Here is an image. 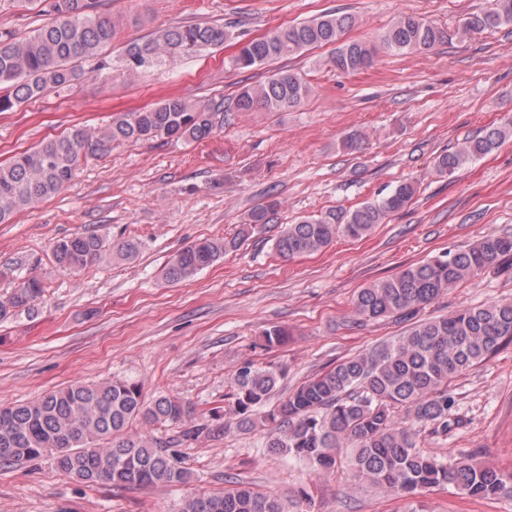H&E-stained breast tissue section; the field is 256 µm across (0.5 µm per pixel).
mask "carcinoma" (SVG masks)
<instances>
[{"mask_svg": "<svg viewBox=\"0 0 512 512\" xmlns=\"http://www.w3.org/2000/svg\"><path fill=\"white\" fill-rule=\"evenodd\" d=\"M20 2L44 6L51 19L25 38L0 29V87L9 88V94L0 95V112L37 99L49 89L70 86L83 62H93V71L101 76L110 74L113 63L103 50L112 43L117 24L112 15L100 11V0ZM356 22L349 14L325 13L278 27L241 43L229 65L245 71L330 46L336 72L353 74L372 67L381 49L390 54L426 52L459 38L462 31L474 36L512 25V0H496L490 10L469 13L453 29L403 14L377 44L347 38ZM225 38L224 27L202 23L159 29L128 41L121 63L127 74L136 75L168 58H192ZM310 91L301 74L281 68L262 83L244 86L235 108L286 112L300 106ZM223 113L222 103L170 96L103 127L75 126L63 136L21 151L10 163L0 165V224L12 223L18 213L60 192L88 155L115 143L200 141L213 133ZM509 137L511 114L482 135L437 155L433 167L440 175H451ZM416 192L414 181L403 180L354 209H330L316 218L282 225L274 249L292 259L313 255L338 237L363 240L403 211ZM280 205L272 198L253 208L248 222L231 238H206L177 251L162 268V279L169 284L193 279L243 239L265 231ZM51 251L56 268L76 274L130 260L139 252V244L109 243L96 233L83 232L56 240ZM509 256L512 237L487 236L412 263L360 289L352 302L353 323L392 318L409 324L406 333L311 377L266 415H259V410L275 391L281 372L251 361L233 372V403L211 408L208 422L190 419L192 406L177 398L160 396L146 403L136 381L71 384L33 401L0 406V464L51 456L61 470L84 483L128 488L182 485L190 481L191 473L170 449L220 435L224 428L218 421L229 415L245 430L271 424L265 447L320 472L333 471L340 449L351 448L349 464L358 476L391 493L413 496L424 489L452 486L471 497L496 496L512 488L511 472L471 459L442 463L419 449L416 436L426 428L448 433L455 406L448 379L485 360L503 341H512V300L467 305L434 319L422 320L419 314L448 290ZM44 292L38 276L18 279L8 294L0 296V320L33 311ZM398 411L404 413L401 421L395 417ZM134 420L147 425L181 422L184 428L177 439L162 441L149 434L127 433ZM179 512H288V508L272 494L239 484L222 494L189 496Z\"/></svg>", "mask_w": 512, "mask_h": 512, "instance_id": "obj_1", "label": "carcinoma"}]
</instances>
